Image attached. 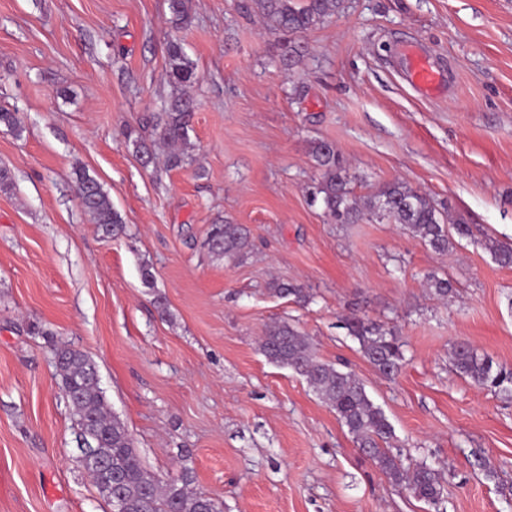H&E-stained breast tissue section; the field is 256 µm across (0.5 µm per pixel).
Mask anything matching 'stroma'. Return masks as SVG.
Masks as SVG:
<instances>
[{"label":"stroma","mask_w":512,"mask_h":512,"mask_svg":"<svg viewBox=\"0 0 512 512\" xmlns=\"http://www.w3.org/2000/svg\"><path fill=\"white\" fill-rule=\"evenodd\" d=\"M173 35L200 76L189 160L145 168L127 136L149 134L173 93ZM303 40L283 69L251 0H192L180 32L167 0H0V108L25 126H0L14 175L0 191V512H109L79 462L63 345L97 365L144 466L190 470L224 512H512V397L450 361L466 341L512 368V266L484 248L512 246V0H345ZM408 46L446 71L439 97L406 82ZM317 140L356 195L405 181L470 236L442 255L397 224L331 223L308 199ZM79 169L124 233L104 237L84 211ZM227 221L253 242L236 260L204 244ZM280 282L310 302L276 295ZM356 314L396 332V376L349 336ZM276 321L364 383L403 465L440 472L438 503L395 486L302 377L264 357Z\"/></svg>","instance_id":"35a3bbf8"}]
</instances>
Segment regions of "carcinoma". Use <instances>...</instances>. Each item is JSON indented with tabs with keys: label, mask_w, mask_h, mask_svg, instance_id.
Returning a JSON list of instances; mask_svg holds the SVG:
<instances>
[{
	"label": "carcinoma",
	"mask_w": 512,
	"mask_h": 512,
	"mask_svg": "<svg viewBox=\"0 0 512 512\" xmlns=\"http://www.w3.org/2000/svg\"><path fill=\"white\" fill-rule=\"evenodd\" d=\"M256 12L266 27L283 35L278 62L286 69L300 62L306 52L301 37L316 24L344 8V0H253ZM172 22L178 29L190 23L191 0H168ZM167 77L180 89L164 104L155 122L152 143L132 140L136 156L146 166L155 163L154 144L168 147L166 167L176 169L188 161L186 149L197 104L186 88L199 81L194 64L184 53L180 38L167 42ZM0 125L16 136L23 126L18 113L0 109ZM312 157L320 170L319 179L310 192L311 200L338 224H355L364 219L399 224L423 240L435 252L443 254L454 245V237L469 235L468 225L448 222L447 212L428 195L406 182L385 183L363 201L350 187L351 176L341 163L336 148L317 141ZM76 187L84 210L107 236L123 232L120 214L100 182L89 173H76ZM209 252L224 257L240 256L251 247L248 231L240 224H213L207 234ZM485 248L502 265H512V248L492 239ZM274 291L280 296H295L308 302L310 294L299 285L278 283ZM345 328L359 344L363 357L381 374L392 377L404 363L403 344L396 334L368 318L346 319ZM261 350L268 361L291 369L302 377L322 402L332 408L347 427L358 447L396 486L410 490L417 498L437 503L443 491L440 474L434 468L419 464L406 469L391 451L394 429L381 407L369 398L365 387L351 373L318 360L311 351L308 336L286 321L267 327ZM58 358L57 373L68 394L83 439H91L93 455L104 463L94 469L91 481L99 495L113 506L115 497L123 501L122 512H223L221 504L202 492L189 490L192 481L186 469L165 482L143 465L125 425L108 409L103 391L95 376V363L82 351L63 346L54 349ZM451 358L457 374L474 383L512 395V369L494 365L480 356L466 342L452 346Z\"/></svg>",
	"instance_id": "cac0c4a2"
}]
</instances>
